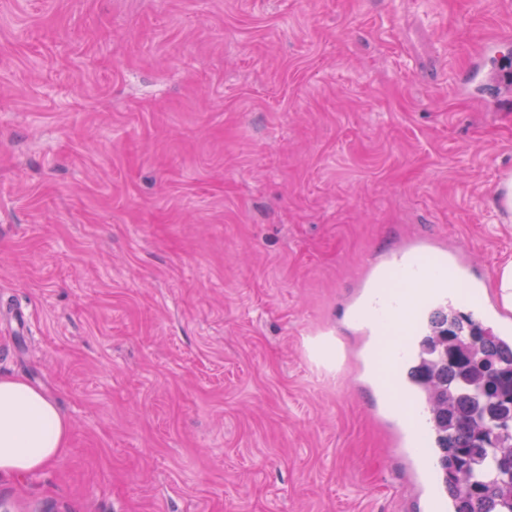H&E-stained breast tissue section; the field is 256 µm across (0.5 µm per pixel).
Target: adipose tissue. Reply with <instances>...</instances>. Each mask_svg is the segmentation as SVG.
<instances>
[{
  "label": "adipose tissue",
  "mask_w": 512,
  "mask_h": 512,
  "mask_svg": "<svg viewBox=\"0 0 512 512\" xmlns=\"http://www.w3.org/2000/svg\"><path fill=\"white\" fill-rule=\"evenodd\" d=\"M69 430L52 398L21 379L0 377V473L22 475L56 462Z\"/></svg>",
  "instance_id": "ef3b65f1"
}]
</instances>
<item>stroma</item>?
Wrapping results in <instances>:
<instances>
[{"instance_id": "obj_1", "label": "stroma", "mask_w": 512, "mask_h": 512, "mask_svg": "<svg viewBox=\"0 0 512 512\" xmlns=\"http://www.w3.org/2000/svg\"><path fill=\"white\" fill-rule=\"evenodd\" d=\"M512 0H0V375L70 423L5 512H421L371 258H512Z\"/></svg>"}]
</instances>
